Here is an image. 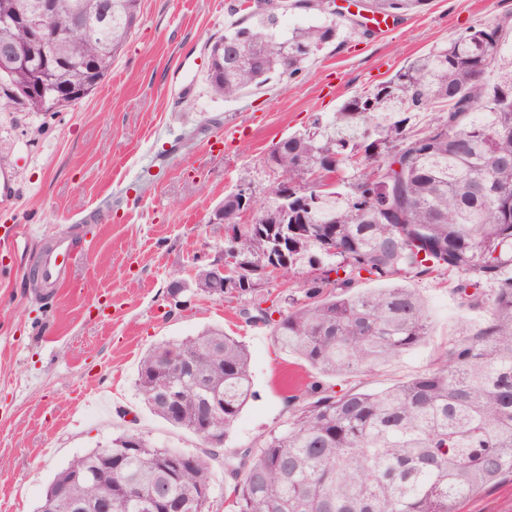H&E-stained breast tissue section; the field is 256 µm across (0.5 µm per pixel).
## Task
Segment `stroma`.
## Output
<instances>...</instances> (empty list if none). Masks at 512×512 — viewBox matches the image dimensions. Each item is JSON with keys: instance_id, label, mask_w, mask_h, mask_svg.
I'll use <instances>...</instances> for the list:
<instances>
[{"instance_id": "1", "label": "stroma", "mask_w": 512, "mask_h": 512, "mask_svg": "<svg viewBox=\"0 0 512 512\" xmlns=\"http://www.w3.org/2000/svg\"><path fill=\"white\" fill-rule=\"evenodd\" d=\"M238 3L142 0L137 27L89 97L58 112L0 107V155L16 188L0 195V512H36L73 458L129 428L159 448L203 452L136 389L141 358L162 341L216 327L246 345L254 395L223 454L282 425L308 365L281 350L271 328L246 322L247 299L190 290L176 310L171 283L221 261L224 227L213 212L225 195L246 184L256 200L268 197L279 179L264 165L273 144L467 28L512 26V0H428L385 28L340 36L294 78L227 99L184 56L206 54ZM92 208L72 281L55 294L35 291L43 242ZM400 283L428 306V340L374 371L336 378L337 388L375 391L424 373L461 321L487 316L460 306L448 270Z\"/></svg>"}]
</instances>
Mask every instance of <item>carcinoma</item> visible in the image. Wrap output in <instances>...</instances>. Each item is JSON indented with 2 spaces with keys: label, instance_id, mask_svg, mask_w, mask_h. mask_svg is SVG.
<instances>
[{
  "label": "carcinoma",
  "instance_id": "cac0c4a2",
  "mask_svg": "<svg viewBox=\"0 0 512 512\" xmlns=\"http://www.w3.org/2000/svg\"><path fill=\"white\" fill-rule=\"evenodd\" d=\"M48 20L58 54L71 61L51 72L64 96L22 97L34 112H57L88 97L106 78L140 17L141 0H84L105 14L94 35L72 34L67 4ZM428 0H366L373 12L393 15ZM319 20L279 32V13L251 11L230 23L208 47L207 81L226 98L258 88L271 75L296 76L342 34L320 0H294ZM503 26L468 28L398 70L372 91L343 102L326 119L278 141L268 157L293 183L288 205L279 186L262 202L267 222L256 234L240 226L238 197L217 210L224 246L253 262L288 227V270L302 279L301 297L286 298L279 319L256 306L246 322L272 327L280 347L304 359L316 376L304 397L288 396L285 424L224 460L231 512H454L457 502L512 476V56L502 52ZM28 68L10 72L11 85L29 81L41 46L28 45ZM425 112L435 116L417 128ZM484 113L480 123L476 115ZM397 161L396 205L377 175ZM444 267L458 277L462 302L470 287L492 285L489 315L463 324L426 372L378 392L334 390L331 376L362 374L423 344L430 315L423 298L394 280ZM393 281L359 292L362 274ZM192 287L221 296L208 269ZM194 358L197 384L181 389L173 413L163 389L181 378L180 358ZM137 390L156 416L203 438V422L220 430L208 448H222L252 396L246 346L207 328L177 342L155 345L140 361ZM219 398L224 411L209 413ZM117 469L101 466L98 450L72 460L49 484L57 512H114L126 486L139 495L121 512H210L212 453L157 448L126 430L108 443ZM192 465L170 474L176 456ZM79 472L96 480L87 488ZM99 504L75 508L77 496Z\"/></svg>",
  "mask_w": 512,
  "mask_h": 512
}]
</instances>
